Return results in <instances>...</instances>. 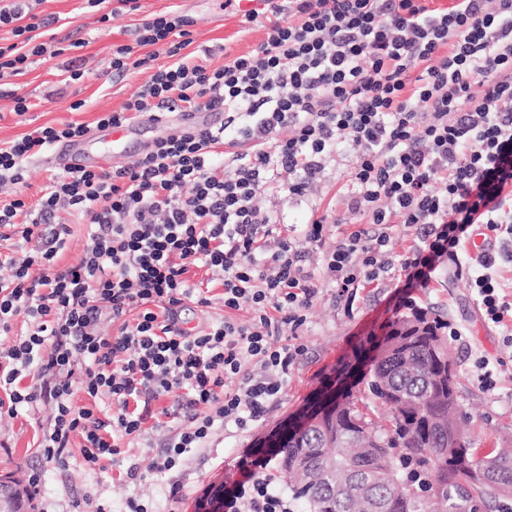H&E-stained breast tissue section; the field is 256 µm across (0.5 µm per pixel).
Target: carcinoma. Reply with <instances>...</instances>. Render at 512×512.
Wrapping results in <instances>:
<instances>
[{"label":"carcinoma","instance_id":"carcinoma-1","mask_svg":"<svg viewBox=\"0 0 512 512\" xmlns=\"http://www.w3.org/2000/svg\"><path fill=\"white\" fill-rule=\"evenodd\" d=\"M448 324L409 302L338 369L386 408L374 429L353 389L315 426L271 452L288 497L309 512H472L512 498V449L477 456L460 433Z\"/></svg>","mask_w":512,"mask_h":512}]
</instances>
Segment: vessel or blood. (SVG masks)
I'll return each mask as SVG.
<instances>
[{
    "label": "vessel or blood",
    "instance_id": "vessel-or-blood-1",
    "mask_svg": "<svg viewBox=\"0 0 512 512\" xmlns=\"http://www.w3.org/2000/svg\"><path fill=\"white\" fill-rule=\"evenodd\" d=\"M179 119L183 125L210 127L223 123L220 112L202 110L185 112ZM169 134V125L165 120H146L141 123L120 127L98 128L85 136L61 143L49 157L51 165L64 169H101L107 164H120L131 154H143L159 140ZM108 142L112 147L111 158H104L94 151V144Z\"/></svg>",
    "mask_w": 512,
    "mask_h": 512
}]
</instances>
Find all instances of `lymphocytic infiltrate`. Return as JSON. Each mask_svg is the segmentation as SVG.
<instances>
[{"label": "lymphocytic infiltrate", "mask_w": 512, "mask_h": 512, "mask_svg": "<svg viewBox=\"0 0 512 512\" xmlns=\"http://www.w3.org/2000/svg\"><path fill=\"white\" fill-rule=\"evenodd\" d=\"M265 39L250 52L211 67L191 61L190 18L178 11L145 16L134 43L112 52L114 75L145 66L161 47L159 67L100 126L154 120L175 112H227L232 133L180 128L131 164L53 176L32 204L0 203V240L20 237L23 261L0 262V416L50 405L39 442L47 463L66 465L81 436L85 465L120 455L141 435L153 402L185 404L184 421L152 464L160 474L206 447L216 423L238 429L260 420L283 391L301 350L273 337L298 330L325 279L341 293L384 278L397 226H422L419 243L398 264L399 295L427 287L475 229L512 235V0H265ZM0 4V77L26 69L33 56L62 54L42 41L53 24ZM87 124L39 126L0 143V184L26 185L33 159L82 137ZM353 156L347 210L362 226L326 244L330 214L302 234L322 250L319 273L306 271L293 240L277 236V216L255 203L260 190L287 184L306 195L339 147ZM225 173H218V166ZM79 214L87 231L77 263L58 261L72 235L61 214ZM471 280L488 321L503 323L512 299L492 274ZM208 278L190 282L191 269ZM225 309H247L200 329H183L185 303L210 306L211 287ZM135 320H128L131 310ZM116 335L100 332L102 316ZM27 325L14 337L17 320ZM84 393L87 404L75 401ZM109 398L111 412L97 399ZM259 456L224 489L223 512H292Z\"/></svg>", "instance_id": "lymphocytic-infiltrate-1"}]
</instances>
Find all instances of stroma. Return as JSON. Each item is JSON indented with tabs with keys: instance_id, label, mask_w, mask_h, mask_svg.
Here are the masks:
<instances>
[{
	"instance_id": "35a3bbf8",
	"label": "stroma",
	"mask_w": 512,
	"mask_h": 512,
	"mask_svg": "<svg viewBox=\"0 0 512 512\" xmlns=\"http://www.w3.org/2000/svg\"><path fill=\"white\" fill-rule=\"evenodd\" d=\"M139 12L101 22V12L110 11L102 4L100 12L87 10L84 0H43L37 10L55 16L50 31L56 39L82 41L79 49L65 51L52 61H39L27 71L0 79V141L22 136L42 125L60 126L71 121L93 124L103 112L120 109L158 67L168 64L166 54H159L149 65L112 77L109 62L113 46L129 43L142 16L179 9L192 20L193 51L219 46L210 57L211 66L223 65L225 55H240L254 48L265 36L259 24L243 23L235 8L224 9L220 0H139ZM84 65L83 81L65 84V68L70 61ZM25 97L29 110L25 116L14 113L15 96ZM80 110H72L75 101ZM351 156L339 152L330 163L316 190L299 197L285 190L265 188L259 204L276 211L284 225L300 229L313 211H334L337 221L328 225L327 244H334L355 231L346 222L341 204L350 184ZM478 253L464 247L461 261L471 266V273L460 276L444 271L427 288L416 291L412 299L430 307L449 327L459 329L460 337H449L448 347L455 362L457 400L462 415L467 416L465 434L478 451L502 446L512 439V325H497L484 319L477 306L469 276L481 275ZM395 278L360 285L354 300L339 295L336 288L319 283V292L306 311L307 322L299 336L276 337V344L295 343L303 351L288 372L280 400L257 423L243 430L228 431L216 426L207 447L190 453L186 465L177 473L154 474L150 466L161 442L169 433L165 427H147L134 440L125 455L105 462L103 468L84 465L80 455H73L66 467L45 464L37 448V439L46 427L51 411L42 407L14 418H0V480L28 482L33 473H41L37 494L30 499L29 512H124L127 498L140 496L153 501L158 512H195V504L209 485L221 479L232 483L239 476L242 462L257 453L258 436L297 412L311 396L320 391L332 369L368 336L379 332L393 315ZM489 362L495 386L484 389L473 378L477 359ZM136 460L143 480L126 478L129 460ZM178 481L182 493L169 495L171 481Z\"/></svg>"
}]
</instances>
